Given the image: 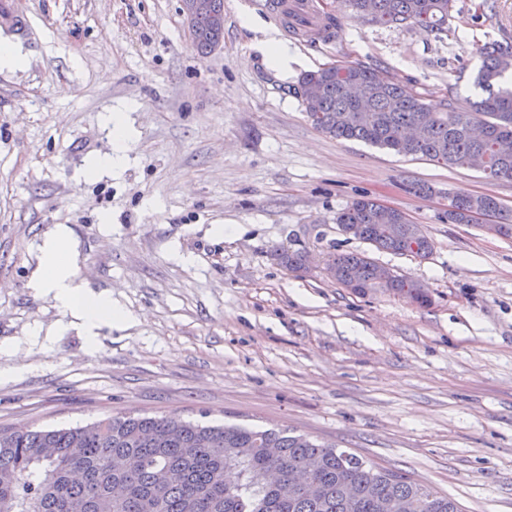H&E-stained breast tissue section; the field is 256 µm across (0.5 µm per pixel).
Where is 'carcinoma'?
I'll list each match as a JSON object with an SVG mask.
<instances>
[{"label": "carcinoma", "mask_w": 512, "mask_h": 512, "mask_svg": "<svg viewBox=\"0 0 512 512\" xmlns=\"http://www.w3.org/2000/svg\"><path fill=\"white\" fill-rule=\"evenodd\" d=\"M454 0H342L380 26L448 29ZM224 0H209L194 19L192 45L205 57L224 38L216 19ZM482 59L479 101L450 100L431 112L413 88L383 81V72L339 61L301 77L299 94L317 105L307 113L319 131L359 140L398 155L444 166L485 160L483 172L512 180V45L476 48ZM498 217L512 237V213L487 194L448 196V222L472 223V213ZM352 236L378 250L427 257L432 243L398 210L374 199L354 200L336 217ZM285 268L303 256L275 250ZM331 276L356 292L382 289L428 302L422 286L401 276L379 280V264L364 254L330 256ZM267 448L278 449L269 457ZM461 512L448 494L398 475L334 444L286 431L200 425L175 417L112 416L94 428L0 431V512Z\"/></svg>", "instance_id": "carcinoma-1"}]
</instances>
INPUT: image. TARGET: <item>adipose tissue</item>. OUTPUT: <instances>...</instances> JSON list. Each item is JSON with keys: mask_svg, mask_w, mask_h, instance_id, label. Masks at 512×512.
I'll return each mask as SVG.
<instances>
[{"mask_svg": "<svg viewBox=\"0 0 512 512\" xmlns=\"http://www.w3.org/2000/svg\"><path fill=\"white\" fill-rule=\"evenodd\" d=\"M76 256L68 229L53 231L40 247V264L31 280V288L51 294L58 307L75 319L86 335H93L106 320L116 326L131 323V313L113 304L111 294L94 291L78 278Z\"/></svg>", "mask_w": 512, "mask_h": 512, "instance_id": "adipose-tissue-1", "label": "adipose tissue"}]
</instances>
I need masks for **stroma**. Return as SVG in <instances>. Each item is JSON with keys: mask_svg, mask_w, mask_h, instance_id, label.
I'll return each instance as SVG.
<instances>
[{"mask_svg": "<svg viewBox=\"0 0 512 512\" xmlns=\"http://www.w3.org/2000/svg\"><path fill=\"white\" fill-rule=\"evenodd\" d=\"M0 38V430L116 416L291 429L438 488L463 512H512V238L443 218L452 192L512 210V181L317 130L296 89L337 61L385 70L425 102L482 95L476 46L512 44V0H455L448 31L383 27L315 0L332 38H289L287 76L259 52L266 0H224L200 57L179 0H9ZM251 27H244L243 18ZM124 113L128 160L103 117ZM368 196L405 212L429 257L376 250L336 215ZM67 226L80 277L132 315L95 343L29 282ZM306 257L290 271L274 249ZM364 253L427 303L363 295L326 270ZM26 62L24 55L17 46L8 41L0 40V72L21 69ZM107 120L112 125V152L99 157L92 172L119 170L126 162L128 136L124 115L121 112H111Z\"/></svg>", "mask_w": 512, "mask_h": 512, "instance_id": "35a3bbf8", "label": "stroma"}]
</instances>
